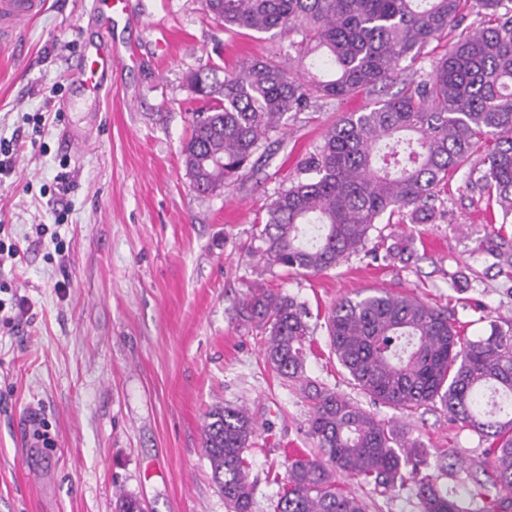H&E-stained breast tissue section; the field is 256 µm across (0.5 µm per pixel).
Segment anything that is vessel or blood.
Returning a JSON list of instances; mask_svg holds the SVG:
<instances>
[{"instance_id":"1","label":"vessel or blood","mask_w":512,"mask_h":512,"mask_svg":"<svg viewBox=\"0 0 512 512\" xmlns=\"http://www.w3.org/2000/svg\"><path fill=\"white\" fill-rule=\"evenodd\" d=\"M48 0H0V41L13 42L24 25L37 18ZM129 0H91L87 14L92 19L113 18L128 14ZM71 67L75 86L93 102H100L112 88V73L128 65L111 35L100 34L97 40L79 43Z\"/></svg>"}]
</instances>
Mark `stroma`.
<instances>
[{
  "label": "stroma",
  "mask_w": 512,
  "mask_h": 512,
  "mask_svg": "<svg viewBox=\"0 0 512 512\" xmlns=\"http://www.w3.org/2000/svg\"><path fill=\"white\" fill-rule=\"evenodd\" d=\"M131 2V17L112 32L139 61L113 74L92 150L64 136L88 126L89 113L60 108L74 92L70 49L95 33L84 0H48L15 44L0 46V136L36 141L0 182V225L21 255L0 268V318L11 319L0 325V512H115L119 490L145 512H226L200 444L217 403L255 417L252 512H273L289 459L315 444L308 401L272 373L263 335L237 315L254 285L305 303L307 373L348 394L325 328L342 298L369 288L412 294L452 309L471 338L484 333V315L512 318L498 260L479 248L497 227L458 175L432 221L379 225L387 242L413 238L415 258L358 255L318 274L264 268L253 230L268 205L297 182L300 161L333 123L377 95L318 101L238 181L199 193L180 155L189 73L288 62L289 39L226 30L202 0ZM377 414L426 447L455 449L459 467L482 460L485 441L440 409ZM36 420L49 444L35 440Z\"/></svg>",
  "instance_id": "stroma-1"
}]
</instances>
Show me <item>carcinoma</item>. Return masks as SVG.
<instances>
[{
    "label": "carcinoma",
    "mask_w": 512,
    "mask_h": 512,
    "mask_svg": "<svg viewBox=\"0 0 512 512\" xmlns=\"http://www.w3.org/2000/svg\"><path fill=\"white\" fill-rule=\"evenodd\" d=\"M462 0H204L225 29L295 37L298 62L314 57L330 79L269 59H253L218 79L210 67L188 75L196 100L183 162L194 188L214 193L235 182L288 114L319 99L342 100L386 84L432 41L451 36L448 53L401 93L350 112L300 164L306 178L280 192L259 229V259L270 267L319 273L361 252L395 259L406 245L372 241L398 214L430 221L441 188L461 172L466 188L512 215V0H471L486 19L463 26ZM239 317L267 335L264 358L286 380L305 379L308 312L295 298L258 286ZM475 339L452 315L415 296L381 289L336 303L327 320L331 349L348 383L401 413L440 406L453 423L489 441L486 485L455 475V450L430 449L395 422L333 389L305 383L308 433L316 453L294 458L274 512H370L337 477L391 498L413 491L419 512H512V319L488 321ZM257 425L250 412L212 406L201 448L226 512H252L254 483L245 453ZM454 476L453 485L440 482ZM117 512H143L117 494Z\"/></svg>",
    "instance_id": "obj_1"
}]
</instances>
